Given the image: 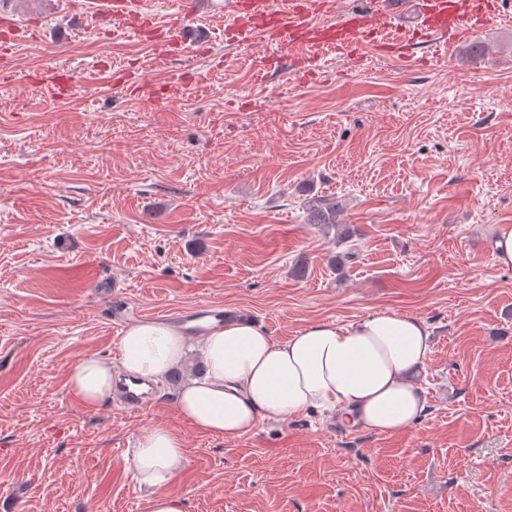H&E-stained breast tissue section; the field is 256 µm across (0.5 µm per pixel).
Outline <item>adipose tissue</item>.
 <instances>
[{"label":"adipose tissue","mask_w":512,"mask_h":512,"mask_svg":"<svg viewBox=\"0 0 512 512\" xmlns=\"http://www.w3.org/2000/svg\"><path fill=\"white\" fill-rule=\"evenodd\" d=\"M187 342L168 323L131 326L118 363L82 358L69 370V391L86 408H98L115 377L160 379L182 364ZM431 353L426 323L390 310L345 326L316 322L285 341L252 320L228 319L203 337V372L187 379L177 409L198 431L227 441L253 433L262 421L285 422L309 410L330 411L355 429L394 434L424 415L426 398L411 374ZM186 463L175 431L155 425L139 435L130 466L149 512H185L167 488Z\"/></svg>","instance_id":"1"}]
</instances>
